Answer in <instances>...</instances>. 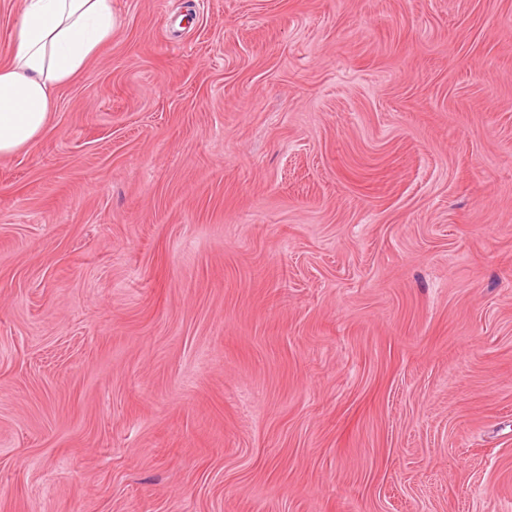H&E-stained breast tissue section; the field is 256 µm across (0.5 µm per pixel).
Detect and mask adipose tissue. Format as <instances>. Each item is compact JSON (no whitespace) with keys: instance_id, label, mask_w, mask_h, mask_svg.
<instances>
[{"instance_id":"adipose-tissue-1","label":"adipose tissue","mask_w":512,"mask_h":512,"mask_svg":"<svg viewBox=\"0 0 512 512\" xmlns=\"http://www.w3.org/2000/svg\"><path fill=\"white\" fill-rule=\"evenodd\" d=\"M112 0H25L8 63L0 66V156L46 129L53 90L110 41Z\"/></svg>"}]
</instances>
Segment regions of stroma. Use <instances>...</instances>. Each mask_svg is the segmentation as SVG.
<instances>
[{"mask_svg":"<svg viewBox=\"0 0 512 512\" xmlns=\"http://www.w3.org/2000/svg\"><path fill=\"white\" fill-rule=\"evenodd\" d=\"M0 157V512H512V0H112Z\"/></svg>","mask_w":512,"mask_h":512,"instance_id":"1","label":"stroma"}]
</instances>
